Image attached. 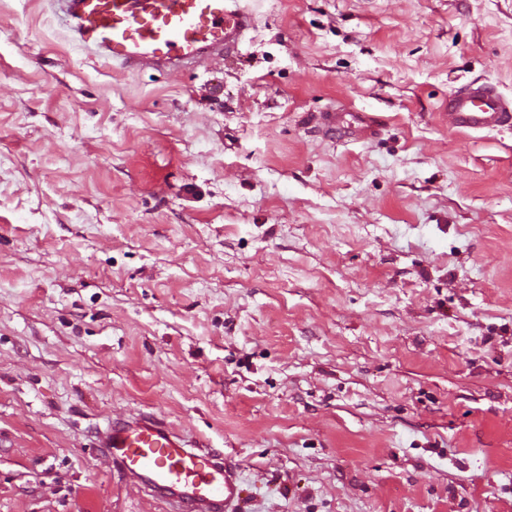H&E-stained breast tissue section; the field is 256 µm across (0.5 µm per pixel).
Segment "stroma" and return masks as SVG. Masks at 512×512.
I'll list each match as a JSON object with an SVG mask.
<instances>
[{
  "instance_id": "1",
  "label": "stroma",
  "mask_w": 512,
  "mask_h": 512,
  "mask_svg": "<svg viewBox=\"0 0 512 512\" xmlns=\"http://www.w3.org/2000/svg\"><path fill=\"white\" fill-rule=\"evenodd\" d=\"M251 8L118 74L0 0V512H171L96 448L138 411L244 512H512V130L446 110L512 95V0ZM452 128L474 133L512 127V98L487 85L465 84L448 95ZM365 112H325L320 118L323 131L330 137L352 138L370 137L378 130L373 121L367 119ZM347 116L350 119H347Z\"/></svg>"
}]
</instances>
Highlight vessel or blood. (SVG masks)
Returning a JSON list of instances; mask_svg holds the SVG:
<instances>
[{
  "label": "vessel or blood",
  "instance_id": "obj_1",
  "mask_svg": "<svg viewBox=\"0 0 512 512\" xmlns=\"http://www.w3.org/2000/svg\"><path fill=\"white\" fill-rule=\"evenodd\" d=\"M64 24L88 55L128 73L172 71L233 55L255 17L242 0H57ZM452 128L474 133L512 127V98L466 84L448 97ZM323 131L369 137L365 113L327 112ZM122 475L167 502L173 512H234L245 489L236 462L175 432L151 413L108 420L97 438Z\"/></svg>",
  "mask_w": 512,
  "mask_h": 512
}]
</instances>
